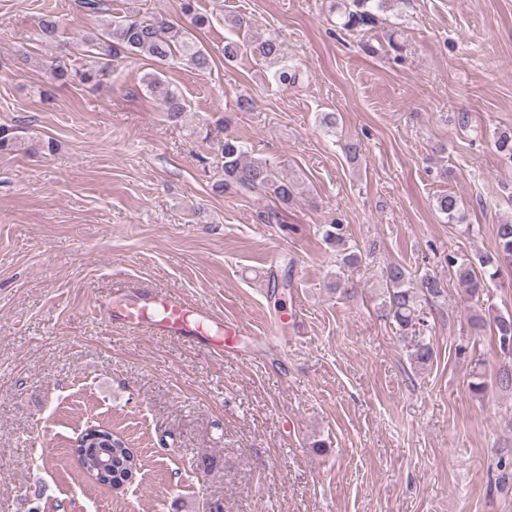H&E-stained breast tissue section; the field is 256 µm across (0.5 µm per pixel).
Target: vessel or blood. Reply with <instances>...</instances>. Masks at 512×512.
<instances>
[{"label":"vessel or blood","mask_w":512,"mask_h":512,"mask_svg":"<svg viewBox=\"0 0 512 512\" xmlns=\"http://www.w3.org/2000/svg\"><path fill=\"white\" fill-rule=\"evenodd\" d=\"M119 318L134 332L148 326L158 336H213L220 351L239 333L236 326L214 320L206 310L152 292L127 297L120 307Z\"/></svg>","instance_id":"obj_1"}]
</instances>
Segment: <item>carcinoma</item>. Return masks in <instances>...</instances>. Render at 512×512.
Listing matches in <instances>:
<instances>
[{
    "label": "carcinoma",
    "mask_w": 512,
    "mask_h": 512,
    "mask_svg": "<svg viewBox=\"0 0 512 512\" xmlns=\"http://www.w3.org/2000/svg\"><path fill=\"white\" fill-rule=\"evenodd\" d=\"M352 2L355 10L348 12L346 25L367 27L375 24L372 0ZM183 11L191 16L194 28L203 30L210 26L209 17L196 12L193 0H183ZM61 26V18L48 10L40 18L39 36L45 40L53 39ZM81 45L91 58L90 66L80 70L64 61L56 62L53 75L59 84L98 82L112 72V62L122 56L145 57L161 64L178 61L198 72H206L212 67V57L206 48L193 40L190 32L162 17L126 15L120 20L104 19L95 31L82 37ZM258 50L269 60H277L281 55L279 42L271 36L259 44ZM142 82L147 92L160 102L168 119L177 122L182 118L186 112L185 104L166 81L156 73H147ZM221 168L224 178L213 185L215 192L234 194L251 201L259 224L281 223V212L267 205L266 198L274 197L283 204L288 203L295 191L291 182L275 178L265 161L248 157L247 147L236 138L224 139ZM436 209L451 219L464 217L461 202L453 193L438 196ZM324 241L336 249L340 268L344 271L353 273L362 266V252L348 244L344 225H328L324 230ZM443 262L469 298L480 301L488 283L501 279L505 269L512 268V223L497 225L495 253L470 256L449 251L443 254ZM444 292L443 280L429 270L414 280L406 267L391 264L383 275L385 317L392 321L397 339L418 371L430 365L435 356L424 306L433 304L443 297ZM467 323L476 334L490 328L503 355L493 376L473 374L469 391L474 396L493 387L512 392V313H498L489 319L474 310ZM70 455L91 477L94 485L115 493L125 491L143 468L142 460L127 442L114 434L111 427L100 424L89 425L81 431L72 441Z\"/></svg>",
    "instance_id": "cac0c4a2"
}]
</instances>
